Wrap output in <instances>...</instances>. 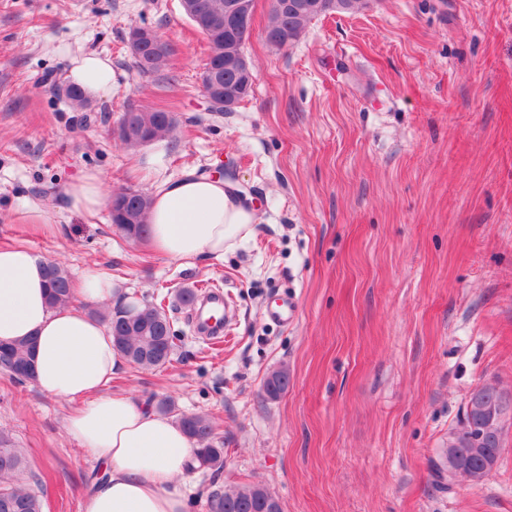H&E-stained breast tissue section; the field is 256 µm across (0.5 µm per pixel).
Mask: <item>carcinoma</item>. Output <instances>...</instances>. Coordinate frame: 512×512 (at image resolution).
Masks as SVG:
<instances>
[{
  "label": "carcinoma",
  "instance_id": "carcinoma-1",
  "mask_svg": "<svg viewBox=\"0 0 512 512\" xmlns=\"http://www.w3.org/2000/svg\"><path fill=\"white\" fill-rule=\"evenodd\" d=\"M196 14L225 17L232 0H194ZM299 9L294 12L279 10L269 2L266 31L276 37L274 46L286 48L297 42L307 26L315 19L330 14L349 13L360 8L364 0H295ZM251 31L238 27L224 28L221 38H208L210 54L202 73V87L216 80L224 87V94L240 104L252 90L253 80L236 73L229 64L244 53ZM145 50L135 57L140 75L151 77L169 67L173 49L171 45L150 35L145 30ZM62 95L73 109L87 108L88 100L80 87L71 84L61 89ZM176 129V117L163 108L128 107L122 114L117 134L127 145L138 146L163 140ZM134 132V139L125 136ZM151 205L149 195L129 191L124 198L111 201L110 218L125 237H145L147 216ZM49 276V305L72 300V280L57 261L47 265ZM89 313L108 323L112 329L114 346L120 355L142 369L160 368L170 359L176 346L177 334L167 316L156 306L132 302L115 314L104 315L92 308ZM35 344L31 338L13 343L0 342V370L13 381L23 384L36 379L33 363ZM290 374L280 368L271 372L264 381L265 393L277 398L288 390ZM470 398L477 399L472 413H464L460 426L448 434V447L461 462L479 469L485 460L497 467L503 443L502 420L512 411V399L494 387L476 389ZM186 435L194 439L196 462L220 471L224 467V449L211 442L213 425L200 415L183 414L177 418ZM23 457L15 448L11 435L0 429V512H42V496L28 487L21 478ZM210 512H282L279 500L265 488L248 484L236 490L215 493L210 498Z\"/></svg>",
  "mask_w": 512,
  "mask_h": 512
}]
</instances>
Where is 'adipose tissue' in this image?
Returning a JSON list of instances; mask_svg holds the SVG:
<instances>
[{
	"instance_id": "obj_1",
	"label": "adipose tissue",
	"mask_w": 512,
	"mask_h": 512,
	"mask_svg": "<svg viewBox=\"0 0 512 512\" xmlns=\"http://www.w3.org/2000/svg\"><path fill=\"white\" fill-rule=\"evenodd\" d=\"M69 63L71 81L86 96L111 92L110 58L80 52ZM65 195L70 209L80 214H93L108 202L93 171L69 182ZM148 221L155 252L191 264L232 250L251 233L255 214L223 179L189 173L156 187ZM46 266L30 248L0 246V341L36 337L38 388L73 404L64 431L100 461L105 474L83 512H185L181 483L195 462L193 441L152 405L106 390L123 359L109 327L86 307L116 295L111 275L93 267L78 283L75 300L53 307Z\"/></svg>"
}]
</instances>
